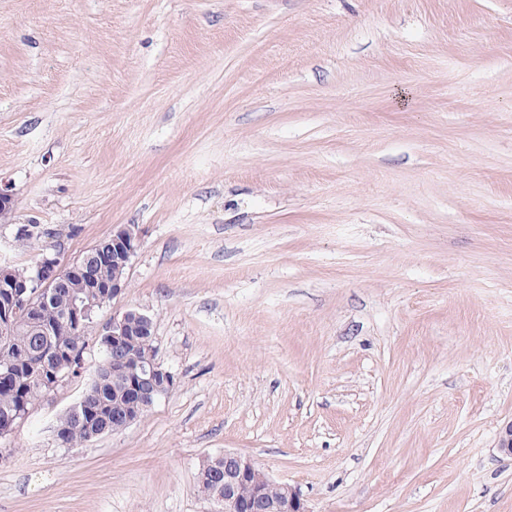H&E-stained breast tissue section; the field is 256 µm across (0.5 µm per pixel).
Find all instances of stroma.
Here are the masks:
<instances>
[{
	"instance_id": "1",
	"label": "stroma",
	"mask_w": 512,
	"mask_h": 512,
	"mask_svg": "<svg viewBox=\"0 0 512 512\" xmlns=\"http://www.w3.org/2000/svg\"><path fill=\"white\" fill-rule=\"evenodd\" d=\"M0 265L140 230L85 369L0 439V512H512V0H0ZM129 308L175 387L56 425ZM62 428L66 432L67 447H77L84 443L92 441L94 438L91 431H96L95 427L90 429L84 424L78 422L75 417L69 412L66 413L57 425V428ZM224 458V475L207 469ZM224 479V480H223ZM201 492L221 504L224 512H309L299 490L272 479L250 457L226 451L208 460L198 476Z\"/></svg>"
}]
</instances>
